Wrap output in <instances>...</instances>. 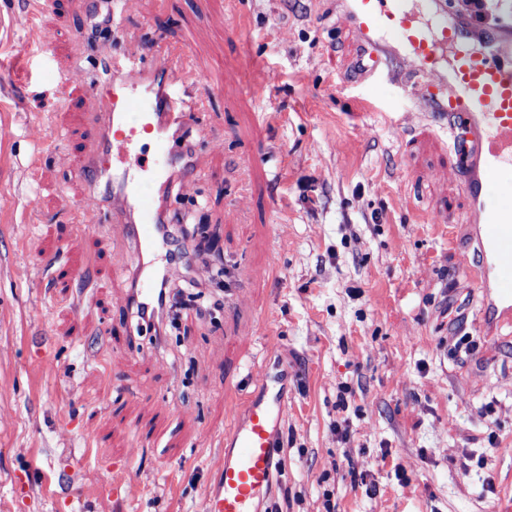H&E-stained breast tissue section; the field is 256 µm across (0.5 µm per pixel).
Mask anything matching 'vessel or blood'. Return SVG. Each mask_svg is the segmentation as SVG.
I'll list each match as a JSON object with an SVG mask.
<instances>
[{"instance_id":"1","label":"vessel or blood","mask_w":512,"mask_h":512,"mask_svg":"<svg viewBox=\"0 0 512 512\" xmlns=\"http://www.w3.org/2000/svg\"><path fill=\"white\" fill-rule=\"evenodd\" d=\"M410 0H346L362 76L392 70L394 60L415 65L428 117L448 131L451 160L464 167L462 190L469 200L465 227L480 261L467 277L482 295L483 320L497 327L512 322V189L494 202L486 195L498 175L512 169V0H483L481 9L459 10L455 0H422L427 21L415 18ZM267 72L249 67L236 84L239 93H260ZM183 69L154 46L132 42L112 60L108 82L94 95L95 149L79 163L63 156L47 123L28 129L36 146L29 164L38 177L45 159L75 166L86 185L79 209L92 218L122 220L135 247L130 308H151L161 280L173 279L172 259L163 226L173 188L187 190L182 164L183 130L192 120L180 89ZM152 182L155 194L141 190ZM228 425L220 438L219 490L207 494L204 512H259L273 490L277 470L276 435L288 414V369L268 361L253 389L226 407Z\"/></svg>"}]
</instances>
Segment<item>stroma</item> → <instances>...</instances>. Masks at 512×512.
I'll return each mask as SVG.
<instances>
[{
    "mask_svg": "<svg viewBox=\"0 0 512 512\" xmlns=\"http://www.w3.org/2000/svg\"><path fill=\"white\" fill-rule=\"evenodd\" d=\"M27 9L0 0V499L13 512H201L226 403L275 336L288 417L268 512H512V326L482 325L447 133L403 83L361 80L342 0H138L115 14L55 0L42 49ZM129 42L185 49L188 100L250 61L274 77L267 93L213 95L184 134L192 188L171 221L229 275L157 344L126 332L119 224L84 230L60 209L85 191L74 171L26 177L36 120L75 157L91 148L87 88ZM75 67L87 86L59 109ZM250 148L269 161L248 169ZM460 336L472 353L454 351ZM117 476L135 497H113Z\"/></svg>",
    "mask_w": 512,
    "mask_h": 512,
    "instance_id": "obj_1",
    "label": "stroma"
}]
</instances>
